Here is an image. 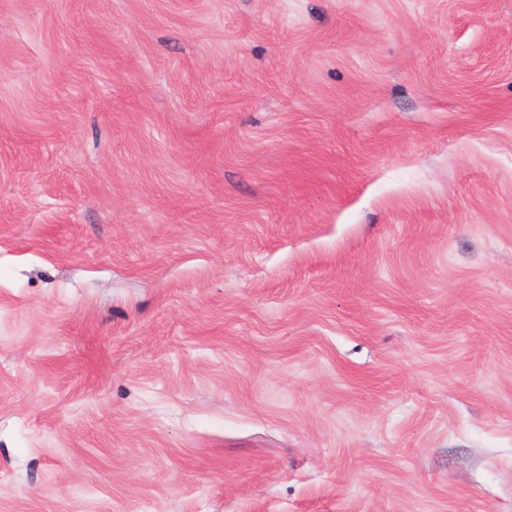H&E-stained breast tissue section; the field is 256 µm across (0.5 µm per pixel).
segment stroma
I'll use <instances>...</instances> for the list:
<instances>
[{
	"label": "stroma",
	"instance_id": "1",
	"mask_svg": "<svg viewBox=\"0 0 512 512\" xmlns=\"http://www.w3.org/2000/svg\"><path fill=\"white\" fill-rule=\"evenodd\" d=\"M0 512H512V0H0Z\"/></svg>",
	"mask_w": 512,
	"mask_h": 512
}]
</instances>
